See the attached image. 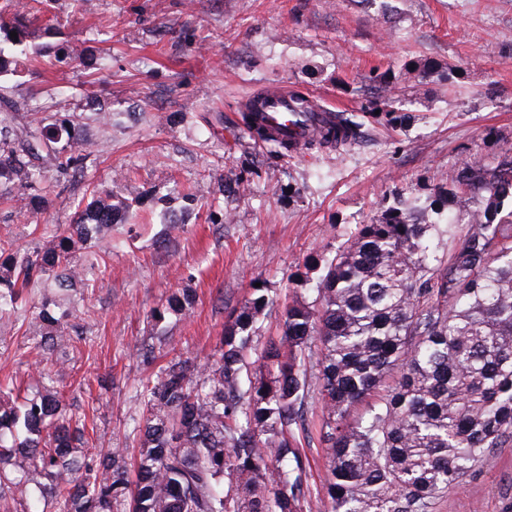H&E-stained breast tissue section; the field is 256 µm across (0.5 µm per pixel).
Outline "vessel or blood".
I'll return each instance as SVG.
<instances>
[{"instance_id":"vessel-or-blood-1","label":"vessel or blood","mask_w":512,"mask_h":512,"mask_svg":"<svg viewBox=\"0 0 512 512\" xmlns=\"http://www.w3.org/2000/svg\"><path fill=\"white\" fill-rule=\"evenodd\" d=\"M289 91L280 87L265 98V123L277 138L303 142L319 133L329 120L335 119L337 112L321 99H313L312 109L303 124L292 125L288 112Z\"/></svg>"}]
</instances>
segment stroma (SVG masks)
Wrapping results in <instances>:
<instances>
[{
  "label": "stroma",
  "instance_id": "stroma-1",
  "mask_svg": "<svg viewBox=\"0 0 512 512\" xmlns=\"http://www.w3.org/2000/svg\"><path fill=\"white\" fill-rule=\"evenodd\" d=\"M35 30L21 76L0 85L43 124L84 118L86 165L48 171V203L0 201V239L44 250L76 207L112 193L128 219L112 243L85 251L99 268L76 282L82 313L65 328L68 362L55 388L91 428L89 447L136 454L141 383L172 358L204 363L224 333V306L255 285L278 306L257 343L281 334L279 307L308 259L332 253L381 202L426 197L465 158L491 163L512 148V0H26ZM80 54L81 65L64 62ZM436 64L423 80L405 64ZM456 68L451 80L441 71ZM397 75L410 111L364 113L341 151L257 145L241 101L285 86L342 112L373 94L372 74ZM178 231H170V224ZM187 292L184 316L152 318ZM23 311L0 320V381L32 384L33 337ZM438 512H512V446L450 490Z\"/></svg>",
  "mask_w": 512,
  "mask_h": 512
}]
</instances>
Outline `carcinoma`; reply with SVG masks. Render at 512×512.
<instances>
[{"label":"carcinoma","instance_id":"carcinoma-1","mask_svg":"<svg viewBox=\"0 0 512 512\" xmlns=\"http://www.w3.org/2000/svg\"><path fill=\"white\" fill-rule=\"evenodd\" d=\"M14 7L0 5V74L19 73L34 24ZM371 81L379 98L361 111H405L393 98L394 76ZM21 110L0 85V187L46 200L54 185L44 164L63 174L83 168L82 125L21 124ZM259 112L249 107L245 125L267 142ZM357 127V115L343 113L302 148L339 150ZM124 212L107 194L78 209L42 252L20 256L0 245V318L29 307L23 290L31 283L50 279L56 292H69L95 268L83 245L107 238ZM305 266L319 274L294 280L279 339L254 345L259 316L276 305L254 288L225 308L224 336L207 362L173 358L147 381L133 479L124 449L86 447V424L62 392L19 404L0 383V512H40L31 506L36 493L56 512H301L312 498L304 446L313 358L327 456L321 492L333 512H435L512 444V150L493 164L452 166L424 199L384 203L380 218ZM190 305L175 293L153 319ZM37 310L49 328L35 342L43 374L60 375L57 330L71 310L49 296ZM364 401V413L350 417Z\"/></svg>","mask_w":512,"mask_h":512}]
</instances>
